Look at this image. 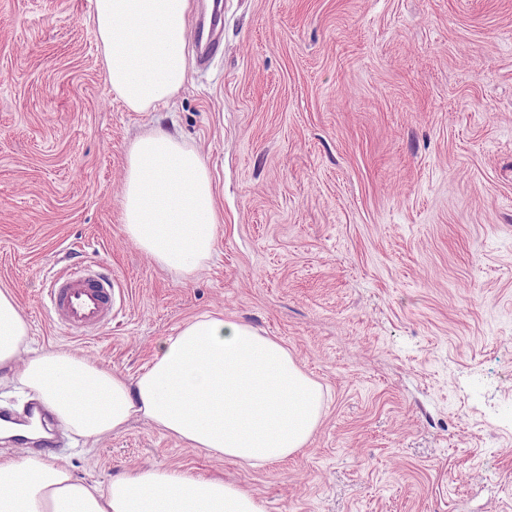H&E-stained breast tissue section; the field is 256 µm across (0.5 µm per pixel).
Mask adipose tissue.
Segmentation results:
<instances>
[{"label":"adipose tissue","instance_id":"ef3b65f1","mask_svg":"<svg viewBox=\"0 0 512 512\" xmlns=\"http://www.w3.org/2000/svg\"><path fill=\"white\" fill-rule=\"evenodd\" d=\"M190 0H92L106 82L129 111L168 105L187 76ZM220 222L202 156L169 133L128 147L122 223L159 267L193 277ZM0 373L86 441L139 418L209 456L254 467L286 460L316 431L327 393L279 340L208 314L185 322L135 377L60 347L31 348L15 297L0 289ZM0 512H266L236 483L147 467L105 484L30 454L0 461Z\"/></svg>","mask_w":512,"mask_h":512}]
</instances>
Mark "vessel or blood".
Segmentation results:
<instances>
[{
  "label": "vessel or blood",
  "instance_id": "obj_1",
  "mask_svg": "<svg viewBox=\"0 0 512 512\" xmlns=\"http://www.w3.org/2000/svg\"><path fill=\"white\" fill-rule=\"evenodd\" d=\"M209 22L197 23L195 44L199 64L208 63L219 43L215 33L224 25L223 0H213ZM49 309L70 331L101 328L112 319V281L88 270L56 276L49 290Z\"/></svg>",
  "mask_w": 512,
  "mask_h": 512
}]
</instances>
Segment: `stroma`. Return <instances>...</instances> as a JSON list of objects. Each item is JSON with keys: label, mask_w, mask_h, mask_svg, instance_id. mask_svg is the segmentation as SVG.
<instances>
[{"label": "stroma", "mask_w": 512, "mask_h": 512, "mask_svg": "<svg viewBox=\"0 0 512 512\" xmlns=\"http://www.w3.org/2000/svg\"><path fill=\"white\" fill-rule=\"evenodd\" d=\"M91 0H0V289L38 345L128 376L208 313L279 339L328 401L253 467L131 420L48 456L82 479L221 476L266 512H512V0H224L220 51L168 107L114 99ZM203 156L221 224L189 281L124 233L125 155ZM110 275L71 334L50 279Z\"/></svg>", "instance_id": "1"}]
</instances>
